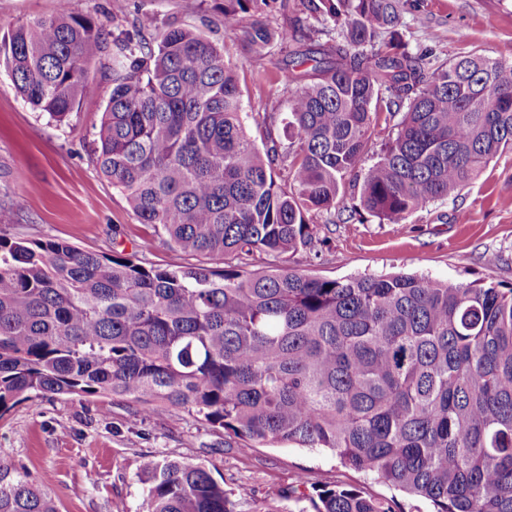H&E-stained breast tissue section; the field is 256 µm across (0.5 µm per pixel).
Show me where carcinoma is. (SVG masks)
<instances>
[{
    "label": "carcinoma",
    "mask_w": 512,
    "mask_h": 512,
    "mask_svg": "<svg viewBox=\"0 0 512 512\" xmlns=\"http://www.w3.org/2000/svg\"><path fill=\"white\" fill-rule=\"evenodd\" d=\"M408 0H223L224 30L263 56L292 47L276 82L287 112L247 132L238 75L197 30L144 17L112 40L96 164L163 244L222 268L146 267L59 241L0 238V410L99 394L194 412L253 444L327 448L432 512H512V288L395 275L329 280L251 273L249 258L311 244L336 223L381 112L405 110L364 174L361 203L389 224L456 196L512 152V61L443 64L425 48H374ZM293 7L273 28L267 15ZM105 49L66 10L13 27L0 69L63 124ZM143 512H241L203 465L143 469ZM313 512H393L354 488L281 495ZM0 512H58L0 449Z\"/></svg>",
    "instance_id": "cac0c4a2"
}]
</instances>
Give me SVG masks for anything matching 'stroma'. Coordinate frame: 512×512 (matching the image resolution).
I'll use <instances>...</instances> for the list:
<instances>
[{
    "mask_svg": "<svg viewBox=\"0 0 512 512\" xmlns=\"http://www.w3.org/2000/svg\"><path fill=\"white\" fill-rule=\"evenodd\" d=\"M221 0H0V36L20 22L67 8L92 18L104 38L128 30V17L176 22L223 44L236 66L247 111L281 112L286 95L273 78L289 48L248 53L241 31L224 29ZM408 49L433 48L439 61L477 52L512 59V0H412L398 27ZM112 59L89 67L78 112L56 124L0 72V238L56 240L100 253L121 251L159 267L190 264L140 223L125 196L100 172L96 135L112 88ZM311 246L288 256L298 272L328 279L414 273L441 282L512 287V153L494 158L455 198L387 224L363 214L346 224L314 217ZM0 448L33 480L50 474L58 512H142L140 473L151 460L178 459L210 468L225 489H248L250 512H266L278 493L306 476L312 486L355 488L394 512H426L370 474L343 467L326 451L287 446L242 451L238 440L187 413L160 407L142 414L127 398L59 396L26 401L0 415Z\"/></svg>",
    "mask_w": 512,
    "mask_h": 512,
    "instance_id": "obj_1",
    "label": "stroma"
}]
</instances>
